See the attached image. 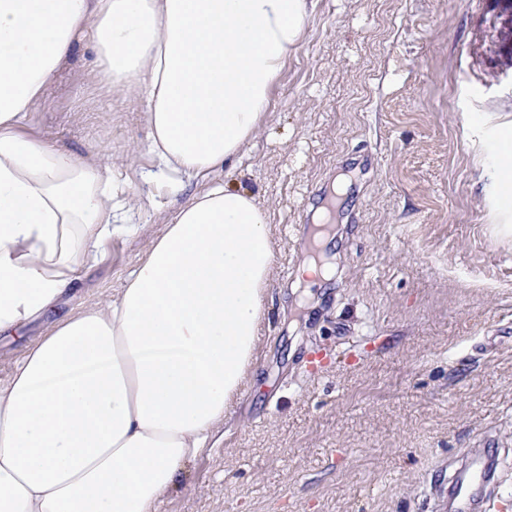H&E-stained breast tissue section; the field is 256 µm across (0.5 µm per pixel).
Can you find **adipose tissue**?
I'll list each match as a JSON object with an SVG mask.
<instances>
[{"label":"adipose tissue","mask_w":512,"mask_h":512,"mask_svg":"<svg viewBox=\"0 0 512 512\" xmlns=\"http://www.w3.org/2000/svg\"><path fill=\"white\" fill-rule=\"evenodd\" d=\"M315 0H0V335L135 232L112 169L21 132L75 41L142 106L148 183L190 200L105 305L54 321L0 384V512H159L254 379L275 243L255 194L208 181L268 116Z\"/></svg>","instance_id":"adipose-tissue-1"}]
</instances>
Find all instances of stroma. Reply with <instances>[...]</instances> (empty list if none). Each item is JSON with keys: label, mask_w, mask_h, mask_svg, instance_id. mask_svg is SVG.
Here are the masks:
<instances>
[{"label": "stroma", "mask_w": 512, "mask_h": 512, "mask_svg": "<svg viewBox=\"0 0 512 512\" xmlns=\"http://www.w3.org/2000/svg\"><path fill=\"white\" fill-rule=\"evenodd\" d=\"M93 60L76 41L23 132L100 154L139 229L0 337V383L48 323L111 301L192 195L141 180L147 129L88 80ZM510 136L512 0H316L253 145L211 174L270 215L256 384L159 512H446L471 451L499 462L488 496L512 500V213L496 167ZM335 184L334 274L307 290L304 214Z\"/></svg>", "instance_id": "stroma-1"}]
</instances>
